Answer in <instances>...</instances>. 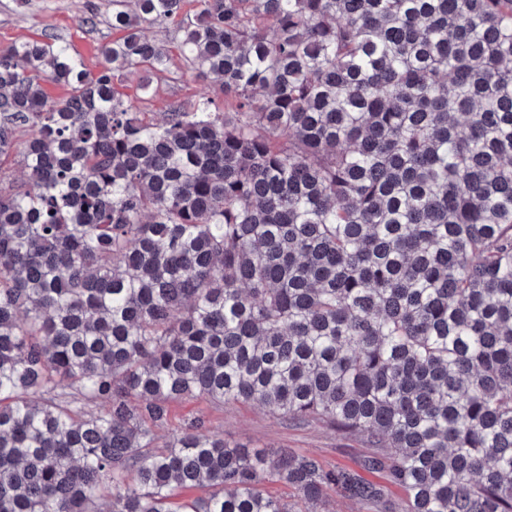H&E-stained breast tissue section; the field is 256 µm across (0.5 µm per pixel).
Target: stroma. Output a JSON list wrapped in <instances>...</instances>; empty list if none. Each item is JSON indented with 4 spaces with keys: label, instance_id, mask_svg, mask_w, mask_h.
Returning <instances> with one entry per match:
<instances>
[{
    "label": "stroma",
    "instance_id": "obj_1",
    "mask_svg": "<svg viewBox=\"0 0 512 512\" xmlns=\"http://www.w3.org/2000/svg\"><path fill=\"white\" fill-rule=\"evenodd\" d=\"M111 14L112 0H0V49L45 34L66 42L80 38L94 48L111 40ZM192 415L205 416L212 430L223 434L230 443L312 452L327 467L352 472L364 482H388L385 471L366 466L373 450L363 437L344 436L324 426L293 424L259 407H214L195 399L172 402L169 425L177 427Z\"/></svg>",
    "mask_w": 512,
    "mask_h": 512
}]
</instances>
